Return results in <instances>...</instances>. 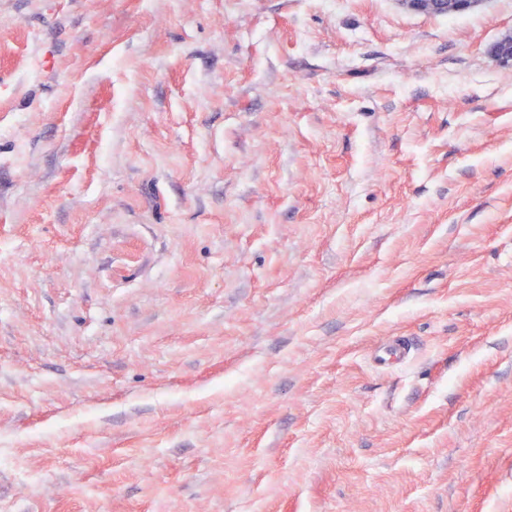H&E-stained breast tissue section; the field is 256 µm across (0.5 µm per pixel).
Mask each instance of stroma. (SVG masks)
I'll return each instance as SVG.
<instances>
[{
	"instance_id": "obj_1",
	"label": "stroma",
	"mask_w": 512,
	"mask_h": 512,
	"mask_svg": "<svg viewBox=\"0 0 512 512\" xmlns=\"http://www.w3.org/2000/svg\"><path fill=\"white\" fill-rule=\"evenodd\" d=\"M509 33L0 0V512H512Z\"/></svg>"
}]
</instances>
